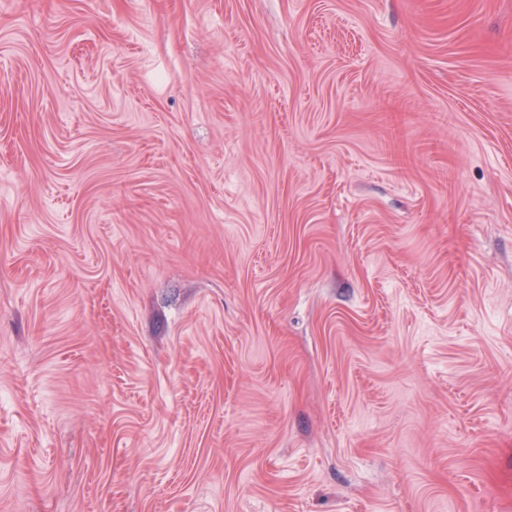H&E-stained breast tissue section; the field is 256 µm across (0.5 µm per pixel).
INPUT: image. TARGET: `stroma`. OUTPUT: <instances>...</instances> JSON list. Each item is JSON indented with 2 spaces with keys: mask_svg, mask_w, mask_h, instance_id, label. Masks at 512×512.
Instances as JSON below:
<instances>
[{
  "mask_svg": "<svg viewBox=\"0 0 512 512\" xmlns=\"http://www.w3.org/2000/svg\"><path fill=\"white\" fill-rule=\"evenodd\" d=\"M0 512H512V0H0Z\"/></svg>",
  "mask_w": 512,
  "mask_h": 512,
  "instance_id": "1",
  "label": "stroma"
}]
</instances>
